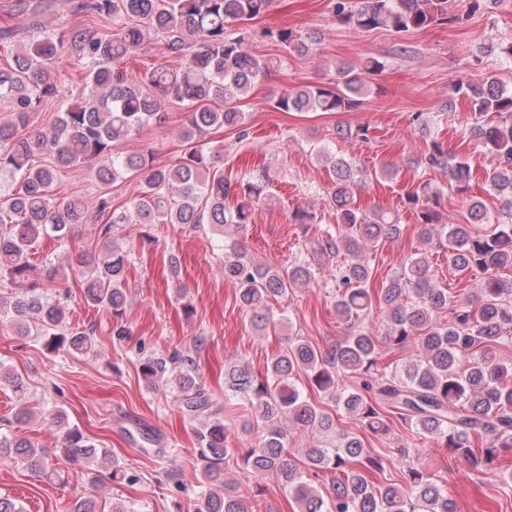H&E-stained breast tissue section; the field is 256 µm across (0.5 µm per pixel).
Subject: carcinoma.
Masks as SVG:
<instances>
[{"mask_svg":"<svg viewBox=\"0 0 512 512\" xmlns=\"http://www.w3.org/2000/svg\"><path fill=\"white\" fill-rule=\"evenodd\" d=\"M45 0H15L13 17L22 26H0V102L12 118L0 122V322L20 336L47 337L50 351L73 354L94 350L93 331L65 324L66 306L50 288L66 271L53 262L30 259L38 241H66L80 224L100 220L98 250L84 252L77 263L89 270L82 283L87 304L118 317L127 302L123 288L130 251L112 239V227L136 224H204L227 236V230L252 223L255 207L271 201L262 179L235 184L224 178L218 163L222 150L199 143L210 129L238 130L247 136L243 103L255 86L278 67L277 61L251 54L252 21L265 15L273 0H72L81 23L47 29ZM452 0H330L332 16L359 31L390 28L408 33L453 26L497 3L466 0L457 14ZM261 36L300 56L313 54L318 33L292 28L265 29ZM157 40L179 66L165 62L143 65L137 73L127 59ZM75 65L85 71L84 87L73 99L59 81L61 71ZM384 68L376 58L357 69L336 63V77L319 86L283 93L274 101L281 112H353L371 91L370 76ZM65 108L47 128H33L32 113L56 99ZM465 99L473 120L468 133L496 166L488 175L500 203L490 215L480 199L468 201L466 224L442 222L444 193L427 183L405 192L401 206L415 212L423 249L391 270L373 295L370 251L403 232L398 212L365 211L355 193L365 172L353 161L323 148L317 160L332 176L330 202L336 224L314 226L312 216L295 213L303 229L300 257L288 266L254 261L237 242L224 246V279L237 285L239 302L255 330L284 323L271 301L315 282L324 266L334 267L336 315L351 331L329 351L294 333L267 361L259 379L249 365L236 362L224 373V403H219L195 377V361L180 351L148 357L140 364L146 386H169L181 413L199 424V482L204 488L195 512H251L246 498L221 491L230 461L254 477L274 475L299 503V512H456L448 491L424 467L413 465L400 485L374 484L369 475L385 470L389 455H406L399 445L390 454L373 455L362 436L382 437L394 421L409 423L422 438L451 448L479 472L495 468L502 454L512 453V364L500 349L512 346V90L487 75L479 81L450 85L448 105ZM184 108L179 137L186 149L162 164L153 151H128L125 145L165 118V106ZM414 164L448 174L458 193L467 192L470 165L432 139ZM87 166L103 186L136 180V193L122 207L103 191L95 213L78 196L58 191L62 173ZM236 204H225L229 196ZM448 253V266L460 276H476L473 298L459 300L436 282L430 251ZM383 309V332L364 325L374 307ZM420 355L404 364L383 363L381 346L403 352L410 345ZM306 379L355 418L361 433L336 428L334 416L305 397ZM0 386L24 397V381L0 370ZM236 407L251 416L248 425L257 443L247 448L226 444L224 411ZM62 444L74 461L104 469L112 481L127 479L108 450L97 448L82 430L57 410ZM315 430L320 444L304 453L305 467L292 459L288 426ZM20 461L31 473L46 472L44 452L28 439L0 436V458ZM327 480L329 496L306 474Z\"/></svg>","mask_w":512,"mask_h":512,"instance_id":"cac0c4a2","label":"carcinoma"}]
</instances>
